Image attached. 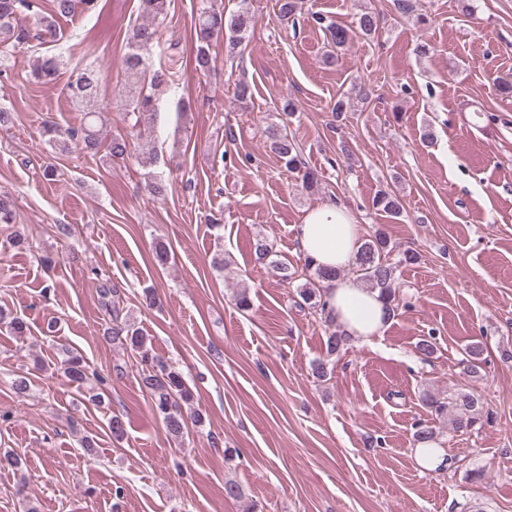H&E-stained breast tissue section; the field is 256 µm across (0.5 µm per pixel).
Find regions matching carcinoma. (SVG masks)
<instances>
[{"label":"carcinoma","instance_id":"carcinoma-1","mask_svg":"<svg viewBox=\"0 0 512 512\" xmlns=\"http://www.w3.org/2000/svg\"><path fill=\"white\" fill-rule=\"evenodd\" d=\"M51 14L34 17L39 28L37 37L44 40L56 36L54 18L66 17L81 9L86 15L96 13L98 0H50ZM143 13L149 18V23L135 27L126 45L123 57L124 77L129 87V95L125 100V111L134 119L132 127L137 129V135H142L151 128L156 112L155 89L162 85H176L179 81L178 72L172 67L150 65L148 52L158 41L157 27L159 19L167 15V0H140ZM32 10L31 0H0V78L8 77L3 61L7 60L19 45L30 39V28L21 21ZM361 34L368 37L377 33L379 25L375 15L365 12L357 20ZM254 29V20L248 0H241L239 10L230 17L224 16V10L212 3L202 2L195 21L196 35L195 68L206 72L211 67L212 43L218 38L228 37L229 46L233 49L241 46L247 34ZM63 66L60 56L45 57L32 71V77L38 82H49L55 78ZM99 94V75L90 68L78 73L74 80L68 83V96L78 105L88 103ZM97 111L86 112V122L78 129H61L55 124L44 126V134L48 143L61 153H68L75 148L81 152L96 155L105 151L111 160L128 158L132 145L128 137L116 135L108 142L101 139L98 128ZM288 121L272 123L266 130L270 141L271 151L284 163L285 168L301 177L303 187L311 189L318 184L315 172L307 167L302 160L298 146L290 138L287 131ZM373 207L384 212L391 218H397L402 213L399 198L388 191L379 192L373 200ZM15 221L12 197L0 191V223L12 224ZM393 247L386 236L377 231L363 239L356 254L354 265L362 282L372 290L379 291L385 301L389 317H394L399 308L405 303L396 294L395 269L396 264H411L418 258L417 253L405 251L399 254L398 263L391 262L390 254ZM315 279L308 281L297 289V294L303 304L321 313H327L326 300L322 289L317 284L330 278V273L317 268ZM112 328L106 335L112 340L141 353L142 370L141 384L150 396L152 412L165 429L174 437H181L188 432V420L183 412V405L190 401L192 392L182 375L160 360H154L144 351L147 336L132 320L121 318L117 306H112ZM0 323L7 324L10 331L23 336L27 324L18 315L7 313L0 309ZM486 343L477 340L466 348L465 359L462 360L463 373L468 377L479 375ZM60 369L68 382L79 389L87 388L93 383L102 382L97 371L90 368L82 358L64 350V359L60 361ZM429 412L437 418L447 417L453 429L470 432L484 418V403L481 397L473 391L460 387L446 398L428 395L425 399Z\"/></svg>","mask_w":512,"mask_h":512}]
</instances>
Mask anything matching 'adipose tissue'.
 Instances as JSON below:
<instances>
[{
  "instance_id": "obj_1",
  "label": "adipose tissue",
  "mask_w": 512,
  "mask_h": 512,
  "mask_svg": "<svg viewBox=\"0 0 512 512\" xmlns=\"http://www.w3.org/2000/svg\"><path fill=\"white\" fill-rule=\"evenodd\" d=\"M295 234L303 256L315 266L340 272L330 281L326 299L344 333L363 340L382 335L389 319L378 291L343 274L360 245L361 228L354 214L335 203L319 205L306 212Z\"/></svg>"
}]
</instances>
